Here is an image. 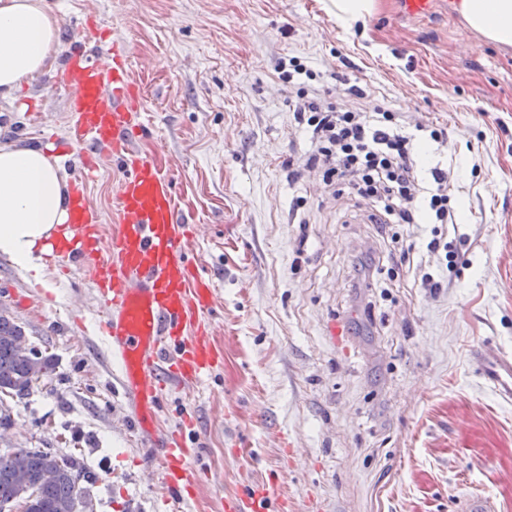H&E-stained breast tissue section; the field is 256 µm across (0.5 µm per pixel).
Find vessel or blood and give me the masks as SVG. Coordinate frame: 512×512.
I'll list each match as a JSON object with an SVG mask.
<instances>
[{"label": "vessel or blood", "mask_w": 512, "mask_h": 512, "mask_svg": "<svg viewBox=\"0 0 512 512\" xmlns=\"http://www.w3.org/2000/svg\"><path fill=\"white\" fill-rule=\"evenodd\" d=\"M56 81L70 91L72 144L111 155L124 177L120 216L110 230L90 205L85 186H77L71 222L56 238L52 255L91 264L98 292L111 306L103 331L121 364V384L139 429L149 432L167 388L199 380L221 358L200 318L212 303V284L187 255L193 232L178 218L171 178L152 157L129 147L143 123L127 56L75 48ZM470 360L497 397L511 403L512 357L481 345ZM157 440L162 489L168 499L181 498L194 451L179 428Z\"/></svg>", "instance_id": "b4317fda"}]
</instances>
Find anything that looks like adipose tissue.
<instances>
[{
	"mask_svg": "<svg viewBox=\"0 0 512 512\" xmlns=\"http://www.w3.org/2000/svg\"><path fill=\"white\" fill-rule=\"evenodd\" d=\"M456 9L482 38L512 47V0H458ZM60 30L49 0H0V100L17 99L24 84L52 68ZM69 217L70 190L58 158L0 142V253L39 271L41 254Z\"/></svg>",
	"mask_w": 512,
	"mask_h": 512,
	"instance_id": "1",
	"label": "adipose tissue"
}]
</instances>
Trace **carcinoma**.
I'll list each match as a JSON object with an SVG mask.
<instances>
[{
	"mask_svg": "<svg viewBox=\"0 0 512 512\" xmlns=\"http://www.w3.org/2000/svg\"><path fill=\"white\" fill-rule=\"evenodd\" d=\"M22 338L21 328L1 313L0 394L4 396L27 394L52 370L51 360L37 348H19ZM19 471L28 476L25 488L15 481ZM83 477V467L71 456L50 449L18 448L0 455V508L20 503L23 512H75Z\"/></svg>",
	"mask_w": 512,
	"mask_h": 512,
	"instance_id": "cac0c4a2",
	"label": "carcinoma"
}]
</instances>
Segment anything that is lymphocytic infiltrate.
Masks as SVG:
<instances>
[{"instance_id": "f902f5d3", "label": "lymphocytic infiltrate", "mask_w": 512, "mask_h": 512, "mask_svg": "<svg viewBox=\"0 0 512 512\" xmlns=\"http://www.w3.org/2000/svg\"><path fill=\"white\" fill-rule=\"evenodd\" d=\"M274 69L312 145L304 165L289 163V182H298L303 170L318 171L333 194L365 204L370 222L382 232L410 224L455 223L447 170L434 166L424 172L418 162L422 138L445 145L443 128L410 122L384 105L364 112L326 101L312 85L316 72L299 58L277 60Z\"/></svg>"}]
</instances>
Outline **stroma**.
<instances>
[{
    "instance_id": "stroma-1",
    "label": "stroma",
    "mask_w": 512,
    "mask_h": 512,
    "mask_svg": "<svg viewBox=\"0 0 512 512\" xmlns=\"http://www.w3.org/2000/svg\"><path fill=\"white\" fill-rule=\"evenodd\" d=\"M62 18L59 62L94 19L130 55L141 97L139 151L171 176L179 215L197 227L190 256L213 284L200 317L223 358L190 391L167 390L161 429L194 427L181 500L165 501L151 437L130 419L102 338L108 312L88 269L45 260L43 280L0 254V307L55 370L23 397L0 398V454L51 448L79 459L89 512H225L246 489L276 487L288 512H459L471 493L512 512V404L474 372L488 344L512 356V48L481 42L433 0L424 19L381 0L346 30L330 0H50ZM298 56L447 129L424 145L454 186L453 266L431 264L430 292L407 246L431 225L384 239L363 206L285 164L311 149L273 69ZM68 91L46 74L0 102V140H68ZM87 195L118 220L121 169L100 157ZM370 253L376 270L358 269Z\"/></svg>"
}]
</instances>
